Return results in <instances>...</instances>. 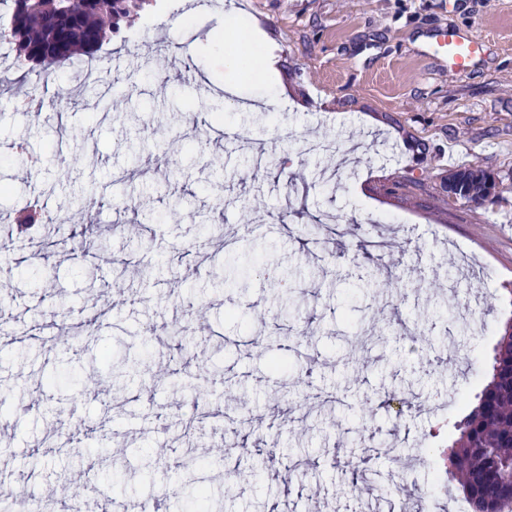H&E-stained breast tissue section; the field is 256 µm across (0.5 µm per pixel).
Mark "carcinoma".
Here are the masks:
<instances>
[{"label":"carcinoma","instance_id":"cac0c4a2","mask_svg":"<svg viewBox=\"0 0 512 512\" xmlns=\"http://www.w3.org/2000/svg\"><path fill=\"white\" fill-rule=\"evenodd\" d=\"M152 0H11L8 45L34 69L91 62L120 33L134 12ZM458 199H485L491 171L457 169ZM456 439L446 458L448 485L457 488L468 512H512V324L494 347L492 376L477 404L453 423ZM351 485L368 482L371 460L347 465Z\"/></svg>","mask_w":512,"mask_h":512}]
</instances>
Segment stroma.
<instances>
[{"instance_id": "obj_1", "label": "stroma", "mask_w": 512, "mask_h": 512, "mask_svg": "<svg viewBox=\"0 0 512 512\" xmlns=\"http://www.w3.org/2000/svg\"><path fill=\"white\" fill-rule=\"evenodd\" d=\"M208 2L187 25L164 4L139 13L93 61L103 82L64 113L56 91L74 84L70 68L30 72L0 46V184L12 187L0 194V321L15 332L0 342V479L13 512L48 483L89 504L107 485L115 500L149 499L177 485L181 449L215 442L224 452L201 477L223 512H398L404 488L436 482L512 321V0ZM228 11L278 60L274 106L254 109L265 88L245 75L236 94L223 89L212 42ZM448 28L485 42L465 71L428 50ZM34 85L37 115L17 105ZM107 92L117 105L102 112ZM20 142L38 166L16 160ZM462 167L495 174L491 202L449 197ZM33 197L92 217L103 248L57 223L17 238ZM324 214L344 232L304 236ZM46 246L49 261L34 263ZM127 256L142 273L111 298ZM229 258L246 271L236 285ZM175 322L212 368L206 407L230 410L192 439L181 420L195 380L153 377L170 361L158 329ZM288 339L313 368L272 369ZM105 343L126 373L99 369L94 399L80 383ZM241 412L247 455L233 438ZM107 448L120 468L94 467ZM36 449L42 464L26 467ZM366 451L387 494L340 489L344 463ZM396 454L419 464L396 469Z\"/></svg>"}]
</instances>
